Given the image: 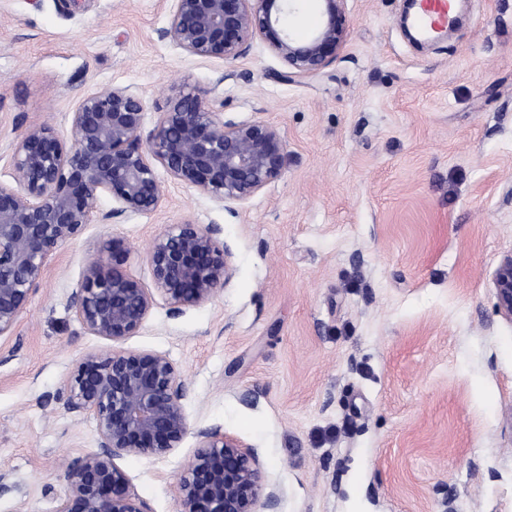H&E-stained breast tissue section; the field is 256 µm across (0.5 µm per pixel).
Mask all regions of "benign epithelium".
<instances>
[{"instance_id": "7a95c632", "label": "benign epithelium", "mask_w": 512, "mask_h": 512, "mask_svg": "<svg viewBox=\"0 0 512 512\" xmlns=\"http://www.w3.org/2000/svg\"><path fill=\"white\" fill-rule=\"evenodd\" d=\"M322 23L306 39L282 27L292 0H172L168 39L185 55L237 59L262 41L291 81L327 67L346 35V0H317ZM143 99L129 86L110 85L85 96L70 115L65 142L52 126L33 124L10 144L11 181H0V337L13 335L45 271L62 247L94 220L157 209V167L218 201L245 202L279 178L288 151L266 122L224 121L195 88L172 97L155 127L144 132ZM116 206L102 209L104 200ZM216 224H171L148 249L153 287L125 274L110 256L84 267L67 307L88 334L112 344L142 329L156 298L170 312L211 301L234 268ZM498 312L512 320V255L497 267ZM188 388L163 352L117 348L85 352L55 400L77 420H91L95 450L62 466L61 492L52 485V512H151L130 491L116 460L162 457L196 440L177 489L181 512H272L279 494L256 451L219 426L192 428L184 408Z\"/></svg>"}]
</instances>
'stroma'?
<instances>
[{"instance_id":"1","label":"stroma","mask_w":512,"mask_h":512,"mask_svg":"<svg viewBox=\"0 0 512 512\" xmlns=\"http://www.w3.org/2000/svg\"><path fill=\"white\" fill-rule=\"evenodd\" d=\"M169 0H0V180L33 123L67 134L100 86L134 87L153 129L168 97L206 92L225 120L276 126L288 167L246 202L159 171L156 211L86 226L0 338V512H49L64 459L93 422L55 395L107 341L67 307L87 260L147 251L168 225L216 224L231 282L180 314L158 301L127 351L166 353L193 427L258 454L277 512H512V320L493 277L512 254V0H465L450 37L417 46L403 0H346L348 36L321 72L288 82L262 42L238 59L186 56L159 32ZM196 445L118 465L151 512H180Z\"/></svg>"}]
</instances>
